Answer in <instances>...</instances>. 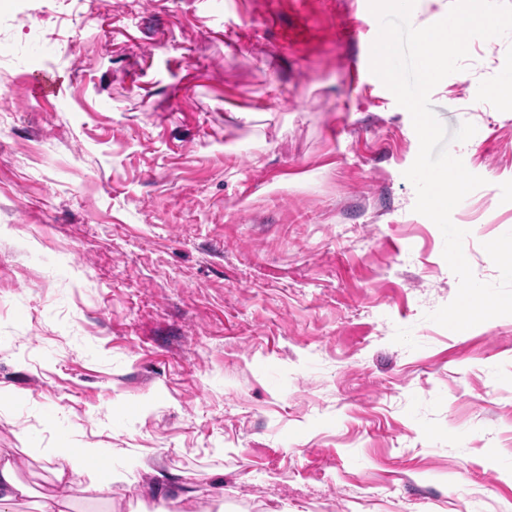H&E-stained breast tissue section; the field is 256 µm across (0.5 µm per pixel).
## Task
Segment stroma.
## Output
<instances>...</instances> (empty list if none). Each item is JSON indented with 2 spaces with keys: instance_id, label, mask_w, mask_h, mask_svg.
<instances>
[{
  "instance_id": "35a3bbf8",
  "label": "stroma",
  "mask_w": 512,
  "mask_h": 512,
  "mask_svg": "<svg viewBox=\"0 0 512 512\" xmlns=\"http://www.w3.org/2000/svg\"><path fill=\"white\" fill-rule=\"evenodd\" d=\"M253 23L240 39L241 19ZM288 0H0V453L69 512H512V316L427 320L458 279L403 173L419 141L335 21ZM430 94L483 177L477 279L512 231V66ZM56 78L36 99L30 75ZM100 448L111 489L51 474ZM487 97H494L498 102L512 109V67L500 72L498 80L491 87H482L477 90L475 99L481 101Z\"/></svg>"
}]
</instances>
